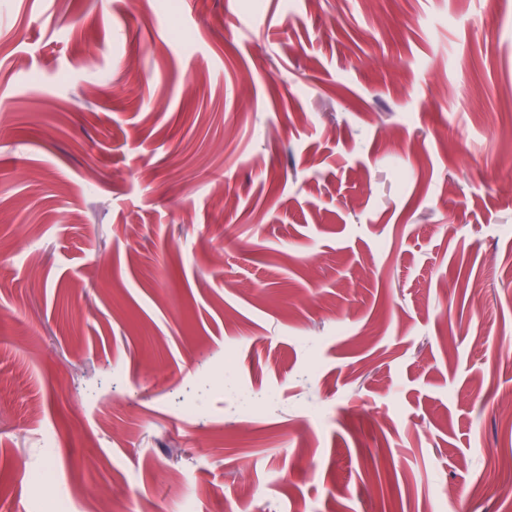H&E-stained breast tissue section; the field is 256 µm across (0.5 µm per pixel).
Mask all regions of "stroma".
Wrapping results in <instances>:
<instances>
[{
	"label": "stroma",
	"mask_w": 512,
	"mask_h": 512,
	"mask_svg": "<svg viewBox=\"0 0 512 512\" xmlns=\"http://www.w3.org/2000/svg\"><path fill=\"white\" fill-rule=\"evenodd\" d=\"M511 109L512 0H0V512H512Z\"/></svg>",
	"instance_id": "35a3bbf8"
}]
</instances>
